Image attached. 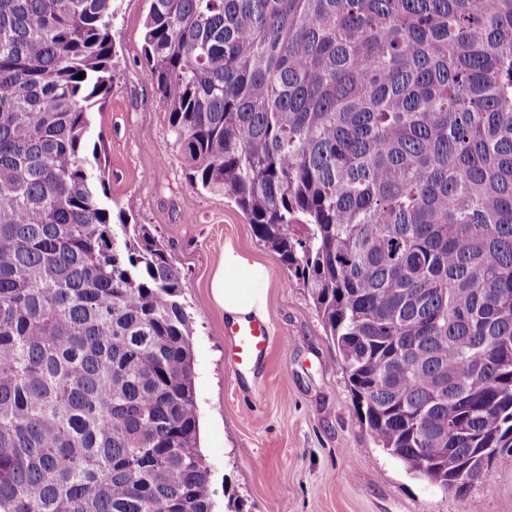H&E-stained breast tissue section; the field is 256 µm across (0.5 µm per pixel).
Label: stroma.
Instances as JSON below:
<instances>
[{
	"instance_id": "1",
	"label": "stroma",
	"mask_w": 512,
	"mask_h": 512,
	"mask_svg": "<svg viewBox=\"0 0 512 512\" xmlns=\"http://www.w3.org/2000/svg\"><path fill=\"white\" fill-rule=\"evenodd\" d=\"M149 7L150 0H119L112 90L92 115L88 139L105 171L108 205L128 223L148 225L181 270L215 512H512L510 451L499 452L489 478L458 498L375 444L307 288L288 279L233 200L190 184L145 60ZM228 247L268 272L272 340L248 377L227 361L224 312L209 288Z\"/></svg>"
}]
</instances>
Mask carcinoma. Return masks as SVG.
<instances>
[{"label": "carcinoma", "mask_w": 512, "mask_h": 512, "mask_svg": "<svg viewBox=\"0 0 512 512\" xmlns=\"http://www.w3.org/2000/svg\"><path fill=\"white\" fill-rule=\"evenodd\" d=\"M116 2L0 0V512H214L181 271L112 222L88 148ZM144 43L190 183L308 288L374 442L485 482L512 446V0H151Z\"/></svg>", "instance_id": "cac0c4a2"}]
</instances>
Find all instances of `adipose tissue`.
I'll return each mask as SVG.
<instances>
[{
	"mask_svg": "<svg viewBox=\"0 0 512 512\" xmlns=\"http://www.w3.org/2000/svg\"><path fill=\"white\" fill-rule=\"evenodd\" d=\"M265 268L234 249H226L217 264L210 288L228 321L261 317L266 313Z\"/></svg>",
	"mask_w": 512,
	"mask_h": 512,
	"instance_id": "ef3b65f1",
	"label": "adipose tissue"
}]
</instances>
